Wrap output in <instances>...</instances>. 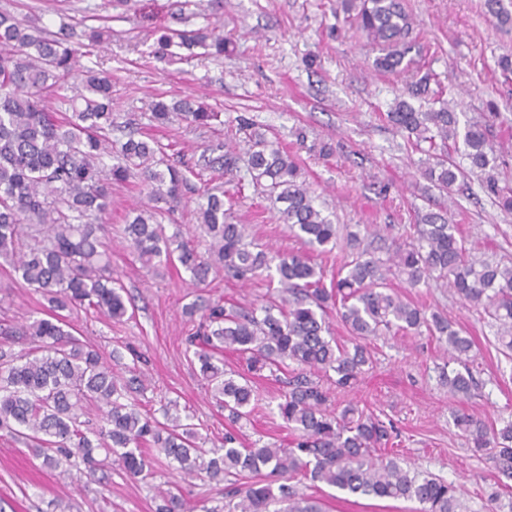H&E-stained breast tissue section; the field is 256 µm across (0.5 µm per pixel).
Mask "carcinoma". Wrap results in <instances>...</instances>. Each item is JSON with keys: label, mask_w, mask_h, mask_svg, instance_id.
Segmentation results:
<instances>
[{"label": "carcinoma", "mask_w": 512, "mask_h": 512, "mask_svg": "<svg viewBox=\"0 0 512 512\" xmlns=\"http://www.w3.org/2000/svg\"><path fill=\"white\" fill-rule=\"evenodd\" d=\"M341 7L353 11L357 28L381 47L377 69H404L411 22L402 0H341ZM485 7L500 24L512 23L503 0H485ZM107 32L87 24L52 31L0 9V256L47 302L40 315L21 326L0 319L1 336H23L30 343L17 353L0 348V430L32 447L48 468L73 458L93 468L98 465L94 451L104 448L130 476L145 479L163 457L185 474L224 484L228 512H321L316 501L299 492L306 480L352 496L414 500L421 512H462L454 484L411 468L388 451L398 437L391 423L351 403L330 408L323 381L352 391L373 369L372 342L425 331L448 345L449 361L437 367L440 384L454 398H471L482 388L465 362L473 339L447 317L392 292L390 276L409 288L431 280L448 284L491 320L496 349L512 359V264L470 257L458 226L429 212L415 225L416 237L385 258L360 247L357 234H348L351 259L327 285L324 266L247 240L246 225L232 221L234 196L209 187L197 190V219L210 238L207 250L201 253L178 234H167L163 215L181 202L188 175L202 180L207 170L231 172L237 157L216 144L195 160L134 130L112 140V79L90 70L72 86L73 95L48 103L42 92L73 76L76 46H92ZM153 37L152 56L160 61L187 60L198 49L219 56L226 49L224 38L206 27L160 25ZM408 95L440 101L443 91L432 90L425 74ZM150 111L156 127L168 125L175 115L196 128L217 117L190 98L169 104L159 96ZM388 118L415 138L417 147L427 145V153L439 141L450 142L470 170L495 167L496 149L486 130L459 127L458 114L445 105L424 111L400 99ZM224 139L243 142L251 183L281 204L279 217L291 235L319 256L331 254L338 245L336 225L324 215L288 149L245 120L227 129ZM133 175L150 187L154 202L124 225L143 265L166 271L180 266L196 283L220 270L244 282L275 270L280 301L250 311L219 300L209 303L189 340L190 361L199 365L230 424L219 446L203 447L195 425L167 409L163 422L143 413L131 397L141 389L136 368L126 367L128 378L118 375L114 367L123 365L122 353L113 350V365H108L99 351L74 336L67 319L69 313L91 309L114 321L128 314L125 289L112 278L99 220L109 206L112 182ZM423 175L448 190L464 171L441 154L426 164ZM486 190L502 209L512 211V190L500 188L492 176ZM333 307L351 336L349 345L331 332L327 312ZM226 351L238 355L242 369L224 368ZM451 361L458 367L449 368ZM264 371L271 377L289 373L288 391L276 404L293 436L287 448L255 443L247 448L240 440L241 421L249 420L256 401L253 378ZM88 405L98 411L94 430L81 420ZM452 420L472 451L492 464L499 484L508 486L512 418L496 427L456 410ZM263 469L278 486L243 480ZM175 488L173 482L162 493L156 512H193Z\"/></svg>", "instance_id": "1"}]
</instances>
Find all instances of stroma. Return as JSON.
Wrapping results in <instances>:
<instances>
[{
    "label": "stroma",
    "mask_w": 512,
    "mask_h": 512,
    "mask_svg": "<svg viewBox=\"0 0 512 512\" xmlns=\"http://www.w3.org/2000/svg\"><path fill=\"white\" fill-rule=\"evenodd\" d=\"M4 3L19 19H35L53 30L63 23L82 25L85 8L95 9L110 35L88 48L79 64L111 76L118 124L130 121L149 130V98L192 97L218 111L219 123L195 130L176 118L158 131L161 142H176L197 157L246 117L293 145L307 182L341 234L356 232L368 243L378 237L388 247L407 242L412 225L426 213L443 212L476 254L512 261V213L482 189L479 176L466 175L448 191L423 178L426 155L387 118L406 79L430 75L431 89H443L455 102L461 124L488 128L500 148L493 175L499 186L512 188V74H503L497 64L512 54V26L492 18L484 0H404L412 22L405 78L375 68L378 47L337 16L336 0H199L191 27H212L230 45L223 57L176 64L151 56V25L179 27L184 0H131L122 9L106 6L105 0H0ZM324 143L332 147L326 156L317 151ZM196 198L187 192L163 222L202 252L208 239L195 218ZM150 204L144 184L134 176L113 185L103 217L112 272L135 299L132 318L114 322L81 311L72 320L78 336L102 356L115 349L140 356L144 389L136 398L142 409L166 407L190 416L213 444L224 436V412L185 353V338L197 322L183 309L218 298L250 309L278 292L265 276L241 283L219 273L195 287L188 278L158 275L143 266L132 257L122 230L128 215ZM234 215L255 243L283 253L304 252L261 188L246 186ZM404 294L443 312L474 339L469 366L483 383L482 395L453 398L438 385L435 372L448 358L445 346L425 334H399L377 341L373 370L354 391L332 393L331 400L340 407L357 404L392 421L402 459L453 482L471 512H485L494 471L470 451L451 413L461 409L490 424L512 416V360L496 351L488 321L445 284L408 288ZM44 304L0 260V314L21 324ZM256 387L259 401L241 430L245 442L288 444L275 409L285 382L261 378ZM168 478L164 464L151 487L106 461L93 469H49L0 430V512H155L158 488ZM300 490L325 512H412L414 507L410 501L350 496L321 483L307 482Z\"/></svg>",
    "instance_id": "stroma-1"
}]
</instances>
